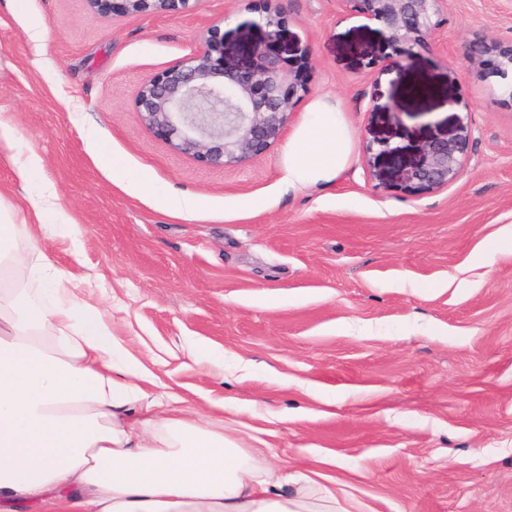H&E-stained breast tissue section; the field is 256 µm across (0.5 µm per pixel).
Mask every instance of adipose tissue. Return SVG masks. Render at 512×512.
<instances>
[{"label":"adipose tissue","instance_id":"1","mask_svg":"<svg viewBox=\"0 0 512 512\" xmlns=\"http://www.w3.org/2000/svg\"><path fill=\"white\" fill-rule=\"evenodd\" d=\"M341 111L314 101L288 144L285 181L347 166ZM0 225V500L44 512H348L322 472L260 465L150 391L155 378L49 259L28 265Z\"/></svg>","mask_w":512,"mask_h":512}]
</instances>
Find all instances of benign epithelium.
I'll list each match as a JSON object with an SVG mask.
<instances>
[{
  "label": "benign epithelium",
  "mask_w": 512,
  "mask_h": 512,
  "mask_svg": "<svg viewBox=\"0 0 512 512\" xmlns=\"http://www.w3.org/2000/svg\"><path fill=\"white\" fill-rule=\"evenodd\" d=\"M202 0H88L106 16L130 13H184ZM351 11L381 23L388 42L414 46L437 30L442 0H339ZM283 12L267 13V44L244 49L224 44L216 28L208 31L193 53L144 81L135 108L144 126L173 151L208 166L224 168L256 158L281 140L291 115L306 90L300 69L286 68L271 51L279 39ZM247 57V65L235 63ZM512 70V45L498 53L494 73L503 78ZM470 137L468 124L457 135L414 146L415 160L402 161L401 149L378 139L367 153L391 159L402 182L412 189L438 190L463 173V154ZM379 146L374 151L373 145Z\"/></svg>",
  "instance_id": "obj_1"
}]
</instances>
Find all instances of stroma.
<instances>
[{
  "instance_id": "35a3bbf8",
  "label": "stroma",
  "mask_w": 512,
  "mask_h": 512,
  "mask_svg": "<svg viewBox=\"0 0 512 512\" xmlns=\"http://www.w3.org/2000/svg\"><path fill=\"white\" fill-rule=\"evenodd\" d=\"M276 7L274 53L309 65L284 140L226 168L175 154L136 112L140 84L211 27L230 46L263 43ZM440 19L399 74L383 25L340 0L118 18L87 0H0V114L16 129L0 144V213L29 209L17 166L32 148L57 226L15 223L16 251L47 254L104 303L115 335L208 430L247 452L261 428L295 469L334 459L327 472L358 512H512V253L486 250L512 233V102L486 64L448 74L469 45L512 44V0H443ZM421 80L432 95L405 93ZM320 98L342 111L350 162L330 183L288 188V141ZM462 121L464 172L448 187L370 177L372 140L409 162ZM167 192L194 212L170 211ZM199 344L222 365L197 359Z\"/></svg>"
}]
</instances>
